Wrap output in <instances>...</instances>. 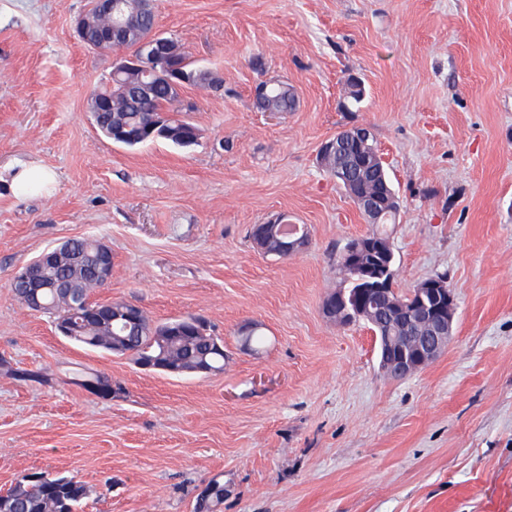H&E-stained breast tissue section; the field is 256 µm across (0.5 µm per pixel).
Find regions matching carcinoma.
<instances>
[{"mask_svg":"<svg viewBox=\"0 0 512 512\" xmlns=\"http://www.w3.org/2000/svg\"><path fill=\"white\" fill-rule=\"evenodd\" d=\"M122 10L132 19L127 28L125 47L139 53L140 31L156 24V15L150 3L142 0H122ZM103 98L112 104L95 113L93 120L98 129L107 131L120 126L130 136V145L144 144L165 139L176 145H193L197 135L186 125L165 119L161 111L172 96L166 83L143 75L114 89H100ZM296 98L291 86L285 82L266 87L258 100L264 112H290ZM372 170L354 168L351 153L338 150L321 158L323 167L342 185L345 192L353 194L360 186L374 190L378 177L387 176L380 166L378 153L370 148ZM336 269L342 276V287L333 296L344 295L346 301L368 292L373 279L349 265L343 255L336 257ZM51 277L69 278L74 288L69 296H61L50 289L42 291L39 298L41 310L51 315L54 322L70 325V341L93 349L110 352L118 349L129 355L134 363L170 375L216 374L224 371V339L211 333L204 321L195 324L176 319L162 325H153L144 310L130 301L112 304V312L101 311L103 304L90 300L91 289L99 287L93 271L81 260L49 272ZM371 328L388 330L394 336H417L422 328L416 324L391 317L387 312L371 307L354 316ZM74 383L100 397H108L113 391L112 380L107 376L80 372ZM85 484L76 477L52 476L42 473L36 481L29 475L21 476L6 492H0V512H77L86 498ZM224 503V484L211 480L197 500V512H219Z\"/></svg>","mask_w":512,"mask_h":512,"instance_id":"1","label":"carcinoma"}]
</instances>
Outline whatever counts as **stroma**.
I'll list each match as a JSON object with an SVG mask.
<instances>
[{
	"mask_svg": "<svg viewBox=\"0 0 512 512\" xmlns=\"http://www.w3.org/2000/svg\"><path fill=\"white\" fill-rule=\"evenodd\" d=\"M90 3L0 0V169L54 175L0 182V362L49 377L0 371V492L47 471L86 485L79 512H195L213 478L222 512H512V0H154L215 81L181 93L188 147L96 127L113 57L75 32ZM268 80L294 87L293 111L260 110ZM356 126L399 198L394 289L444 273L457 298L447 353L403 379L367 324L323 313L336 254L370 226L319 152ZM280 216L310 235L286 258L250 238ZM82 237L112 251L91 301L204 318L223 373L147 371L29 311L13 273ZM248 323L259 349L240 341ZM84 368L118 393L72 384ZM50 180L51 177L47 173L37 170L29 163H19L12 173V181L19 186L27 187L33 181L45 185Z\"/></svg>",
	"mask_w": 512,
	"mask_h": 512,
	"instance_id": "1",
	"label": "stroma"
}]
</instances>
